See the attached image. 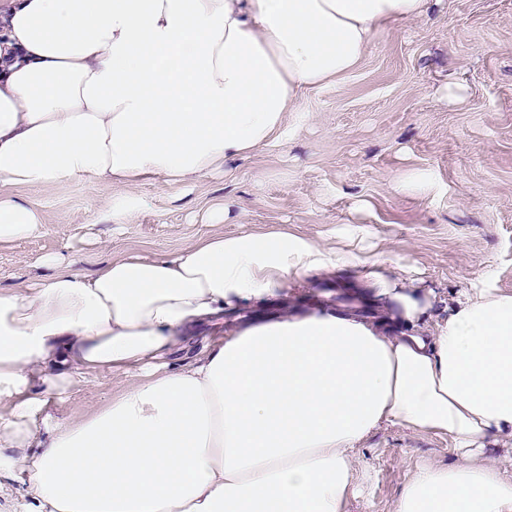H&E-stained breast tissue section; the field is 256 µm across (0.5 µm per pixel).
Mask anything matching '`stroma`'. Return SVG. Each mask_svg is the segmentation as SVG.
Here are the masks:
<instances>
[{
  "instance_id": "stroma-1",
  "label": "stroma",
  "mask_w": 512,
  "mask_h": 512,
  "mask_svg": "<svg viewBox=\"0 0 512 512\" xmlns=\"http://www.w3.org/2000/svg\"><path fill=\"white\" fill-rule=\"evenodd\" d=\"M278 146L227 165L185 190L143 181L135 223L113 222L106 183L32 188L41 232L0 250V288L28 282L42 255H70L82 272L108 256L169 254L217 231L289 226L320 245L410 269L441 298L482 286L512 293V0H445L440 16L391 27L339 82L307 93ZM410 171L423 191H397ZM230 204L229 221L211 220ZM280 301L247 303L194 327L171 356L191 362L245 319L276 316ZM98 377L55 415L84 412L123 390ZM448 437L387 425L359 452V487L345 512H394L421 464L453 461Z\"/></svg>"
}]
</instances>
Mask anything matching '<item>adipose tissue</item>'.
I'll use <instances>...</instances> for the list:
<instances>
[{
  "label": "adipose tissue",
  "mask_w": 512,
  "mask_h": 512,
  "mask_svg": "<svg viewBox=\"0 0 512 512\" xmlns=\"http://www.w3.org/2000/svg\"><path fill=\"white\" fill-rule=\"evenodd\" d=\"M443 0H0V247L40 233L28 188H178L284 141L305 91L352 73ZM0 289V475L14 512H344L354 455L385 425L457 456L395 512H512L481 454L512 439V293L432 294L285 229L199 238L93 271L38 259ZM336 279L347 303L234 327L183 366L189 327ZM135 370L89 412L52 399Z\"/></svg>",
  "instance_id": "1"
}]
</instances>
